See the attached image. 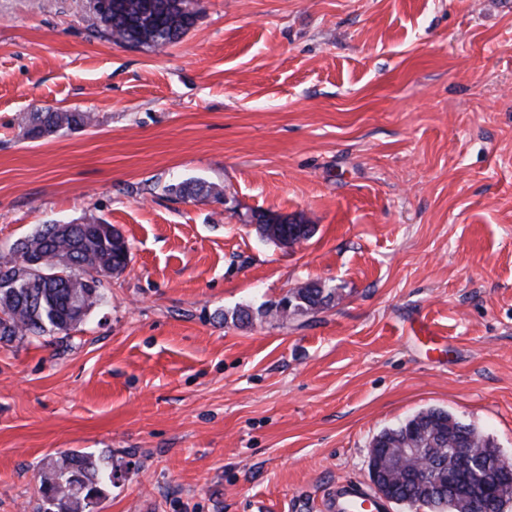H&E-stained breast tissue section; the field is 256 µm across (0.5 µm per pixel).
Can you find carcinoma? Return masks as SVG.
<instances>
[{"label":"carcinoma","mask_w":512,"mask_h":512,"mask_svg":"<svg viewBox=\"0 0 512 512\" xmlns=\"http://www.w3.org/2000/svg\"><path fill=\"white\" fill-rule=\"evenodd\" d=\"M155 25L165 46L177 42L194 24V0H154ZM144 0H93L96 27L121 43L137 38ZM89 112L47 110L30 112L24 118L23 135L30 140L58 132L93 125ZM182 197L221 200L224 189L200 181L181 182L172 187ZM273 217H256L258 230L267 240L280 243L282 235L297 234L306 240L313 233L310 224H274ZM129 263V244L112 224L93 220L59 228L45 224L25 239L0 251V341L68 332L82 322L103 295L102 278L120 273ZM332 292L318 282H307L288 290V300L268 307L263 315H302L327 307ZM429 428L424 448L433 458L434 468L415 475L411 471L388 473L393 493L409 502L422 500L428 512H465L467 500L460 494L465 472L459 468L453 448L474 428L453 418L443 409L419 413ZM411 417L372 442V451L385 462L401 448L412 444ZM484 463V476L495 487L484 512H504L512 502V473L504 475L495 466L497 448L487 438L472 441ZM115 471H105L91 453L67 451L40 474V492L48 502L47 512H94L104 487L112 483Z\"/></svg>","instance_id":"obj_1"}]
</instances>
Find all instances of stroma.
<instances>
[{
  "mask_svg": "<svg viewBox=\"0 0 512 512\" xmlns=\"http://www.w3.org/2000/svg\"><path fill=\"white\" fill-rule=\"evenodd\" d=\"M197 9L130 48L90 0H0V243L95 217L130 245L77 328L0 341V512H44L69 450L116 472L96 512H326L429 408L512 458V0ZM45 108L97 122L24 138ZM309 280L325 309L259 317ZM172 191H175L182 197H206L220 201L224 197V189L217 184L205 183L200 181L181 182L173 185ZM274 217L279 216L259 214L256 217L259 233L263 238L267 240L282 244V234L292 235L294 232H296L297 236L302 237L303 240H306L313 233V227L311 224H271L270 222Z\"/></svg>",
  "mask_w": 512,
  "mask_h": 512,
  "instance_id": "35a3bbf8",
  "label": "stroma"
}]
</instances>
